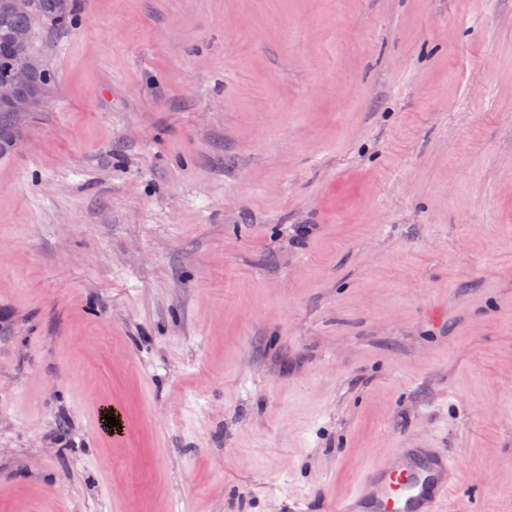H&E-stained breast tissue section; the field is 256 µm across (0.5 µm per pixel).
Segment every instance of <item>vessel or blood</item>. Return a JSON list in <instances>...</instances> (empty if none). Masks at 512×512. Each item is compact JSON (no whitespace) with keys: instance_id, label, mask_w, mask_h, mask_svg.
<instances>
[{"instance_id":"b4317fda","label":"vessel or blood","mask_w":512,"mask_h":512,"mask_svg":"<svg viewBox=\"0 0 512 512\" xmlns=\"http://www.w3.org/2000/svg\"><path fill=\"white\" fill-rule=\"evenodd\" d=\"M399 466L376 463L361 474L337 512H443L460 470L438 448L399 449Z\"/></svg>"}]
</instances>
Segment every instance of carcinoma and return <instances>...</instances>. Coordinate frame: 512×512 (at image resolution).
<instances>
[{
    "label": "carcinoma",
    "mask_w": 512,
    "mask_h": 512,
    "mask_svg": "<svg viewBox=\"0 0 512 512\" xmlns=\"http://www.w3.org/2000/svg\"><path fill=\"white\" fill-rule=\"evenodd\" d=\"M73 0H31L25 11L14 0H0V79L20 67L30 72L21 108L0 103V137L9 134L10 118L21 112H37L49 100L52 74L36 47L38 30L64 28L71 23Z\"/></svg>",
    "instance_id": "carcinoma-1"
}]
</instances>
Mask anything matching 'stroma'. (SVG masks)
Returning <instances> with one entry per match:
<instances>
[{
	"mask_svg": "<svg viewBox=\"0 0 512 512\" xmlns=\"http://www.w3.org/2000/svg\"><path fill=\"white\" fill-rule=\"evenodd\" d=\"M40 36L0 512H336L417 442L445 512H512V0H78Z\"/></svg>",
	"mask_w": 512,
	"mask_h": 512,
	"instance_id": "obj_1",
	"label": "stroma"
}]
</instances>
